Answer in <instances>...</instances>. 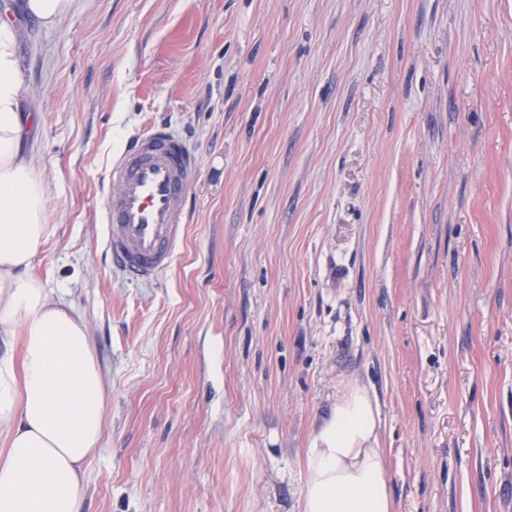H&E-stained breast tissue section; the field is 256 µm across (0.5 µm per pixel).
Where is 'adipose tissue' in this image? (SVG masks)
<instances>
[{"mask_svg": "<svg viewBox=\"0 0 512 512\" xmlns=\"http://www.w3.org/2000/svg\"><path fill=\"white\" fill-rule=\"evenodd\" d=\"M19 34L0 21V512H80L98 448L105 379L86 324L34 271L47 186L21 149ZM375 408L354 388L305 455L302 512H395Z\"/></svg>", "mask_w": 512, "mask_h": 512, "instance_id": "obj_1", "label": "adipose tissue"}]
</instances>
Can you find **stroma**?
I'll use <instances>...</instances> for the list:
<instances>
[{"label":"stroma","instance_id":"stroma-1","mask_svg":"<svg viewBox=\"0 0 512 512\" xmlns=\"http://www.w3.org/2000/svg\"><path fill=\"white\" fill-rule=\"evenodd\" d=\"M19 2L35 271L106 381L81 512H301L356 386L395 512H512V0H76L52 29ZM158 122L200 174L135 283L102 181Z\"/></svg>","mask_w":512,"mask_h":512}]
</instances>
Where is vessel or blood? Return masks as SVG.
I'll list each match as a JSON object with an SVG mask.
<instances>
[{
    "mask_svg": "<svg viewBox=\"0 0 512 512\" xmlns=\"http://www.w3.org/2000/svg\"><path fill=\"white\" fill-rule=\"evenodd\" d=\"M199 160L186 141L161 124L133 136L107 169L103 236L112 264L137 282L156 279L185 235L186 202Z\"/></svg>",
    "mask_w": 512,
    "mask_h": 512,
    "instance_id": "b4317fda",
    "label": "vessel or blood"
}]
</instances>
